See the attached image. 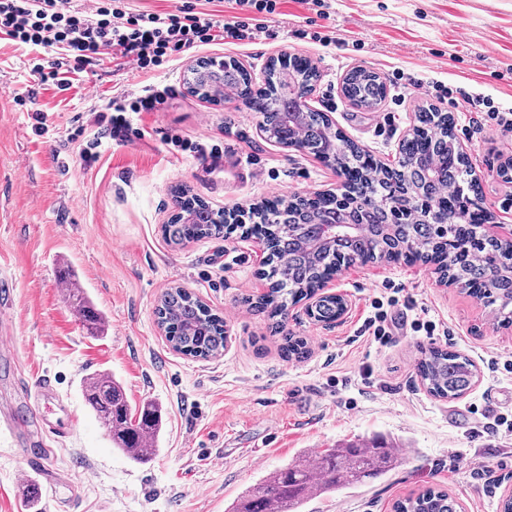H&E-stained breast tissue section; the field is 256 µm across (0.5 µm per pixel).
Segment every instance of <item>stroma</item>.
I'll use <instances>...</instances> for the list:
<instances>
[{
	"label": "stroma",
	"mask_w": 512,
	"mask_h": 512,
	"mask_svg": "<svg viewBox=\"0 0 512 512\" xmlns=\"http://www.w3.org/2000/svg\"><path fill=\"white\" fill-rule=\"evenodd\" d=\"M131 11L172 12L190 5L228 20L229 0H127ZM276 40H216L183 49L167 67L148 72L85 66L67 95L39 90L30 74L36 52L0 40V276L12 290L4 327L20 362L0 359V398L14 394L12 376H49L60 405L77 418L70 438L54 445L48 466L61 510L31 496L20 482L22 450L0 429V512H228L268 472L303 454L376 438L398 454L381 477L308 500L301 512H393V504L427 487L448 491L462 512H499L512 495V434L489 433L487 416L512 419V373L491 371L512 361V328L494 321L469 292L436 281L422 264L355 263L331 286L352 308L340 322L310 319L288 308L287 330L308 355L288 359L265 315L250 311L267 291L266 254L258 238L233 232L173 244L163 233L185 195L215 210L249 208L281 190L299 196L335 188L336 171L306 151L260 135L257 113L241 98L219 102L187 92L191 61L235 58L262 84L270 59H307L319 80L310 104L346 138L387 164L418 109L450 113L469 163L481 174L478 194L497 223L512 225V182L499 174L512 159V137L487 118L512 109V0H279L265 18ZM360 67L387 85L375 109L354 108L341 86ZM172 91L160 112L133 115L145 135L103 144L84 162L69 142L78 118L105 110L113 96L145 86ZM36 90L34 100L17 97ZM475 100L462 109V93ZM47 117L36 135L33 111ZM200 141L211 155L174 150L172 136ZM86 288L104 320L90 333L59 289L63 274ZM180 287L224 319L221 356L195 359L174 351L155 308ZM399 289L413 315L447 328L426 337L391 324L382 346L358 333L374 298ZM465 355L476 369L462 397L432 396L416 365L429 348ZM111 373L133 405L151 402L162 428L147 463L112 446L81 392L92 372ZM498 479L487 496L477 471Z\"/></svg>",
	"instance_id": "1"
}]
</instances>
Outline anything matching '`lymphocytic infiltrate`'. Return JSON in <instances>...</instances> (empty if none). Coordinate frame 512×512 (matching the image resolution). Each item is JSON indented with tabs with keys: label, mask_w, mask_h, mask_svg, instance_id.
Here are the masks:
<instances>
[{
	"label": "lymphocytic infiltrate",
	"mask_w": 512,
	"mask_h": 512,
	"mask_svg": "<svg viewBox=\"0 0 512 512\" xmlns=\"http://www.w3.org/2000/svg\"><path fill=\"white\" fill-rule=\"evenodd\" d=\"M237 13L220 21L185 7L175 12H134L125 0H91L85 9H69L65 0H0V37L42 49L56 50L48 64H35L39 84L69 92L73 77L84 64L109 61L113 66L153 70L170 63L175 53L217 38L230 43L255 41L268 35L260 13H275L277 0H233ZM169 91L145 87L142 94L112 98L106 111L97 112L89 126H78L75 137L85 138L84 161H94L106 141L141 137L129 115L161 111Z\"/></svg>",
	"instance_id": "1"
}]
</instances>
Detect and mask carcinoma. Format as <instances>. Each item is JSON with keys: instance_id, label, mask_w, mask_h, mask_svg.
<instances>
[{"instance_id": "cac0c4a2", "label": "carcinoma", "mask_w": 512, "mask_h": 512, "mask_svg": "<svg viewBox=\"0 0 512 512\" xmlns=\"http://www.w3.org/2000/svg\"><path fill=\"white\" fill-rule=\"evenodd\" d=\"M190 80L195 94L212 97L218 88L234 89L242 101L262 114L265 132L271 138L289 122L283 99L291 94L309 98L315 90L318 72L299 59L271 60L265 67L261 86H252L249 71L234 59L224 61L221 71L199 70ZM343 95L361 108L376 107L387 94L381 76L354 68L344 78ZM297 127L309 152L336 168L344 178L348 200L357 208L332 198L320 197L303 206L298 198L267 203L249 213L253 223L246 233L265 242L268 256L261 276L269 284L266 297L255 308L268 313L272 326L285 329L288 304L295 303L321 281L345 265L390 260L400 250L417 244L436 254L441 269L472 294H480L494 306L504 322L512 323V242L481 238L473 226L474 215L482 219L490 213L468 196L473 188L467 160L458 155L448 139L451 118L435 109L418 113L420 127L401 142L400 160L387 166L355 147L334 130L325 116L303 103L296 110ZM451 190L447 196L448 223L421 221L415 198ZM327 216L334 224L359 220L368 225L360 236L323 242L315 225ZM172 242L187 237H211L224 233L222 224H186L177 215L164 225ZM67 300L88 322L89 329L101 331L104 322L94 308L86 289L72 284ZM158 313L172 348L198 359H209L224 351V320L180 288H172L160 300ZM283 352L301 359L308 353L303 339L283 336ZM417 371L429 393L443 399L463 395L475 377L471 361L447 349H431L417 363ZM85 402L106 427L115 449L135 463L148 459L147 440H158L161 413L152 403L139 409L130 407L120 382L108 372H93L83 379ZM395 458L394 449L382 443L370 447L331 448L317 455L304 454L298 462L265 476L257 487L243 496L232 512H297L308 499L336 489L355 487L365 479L383 473ZM394 512H460L458 501L448 492L426 488L397 501Z\"/></svg>"}]
</instances>
